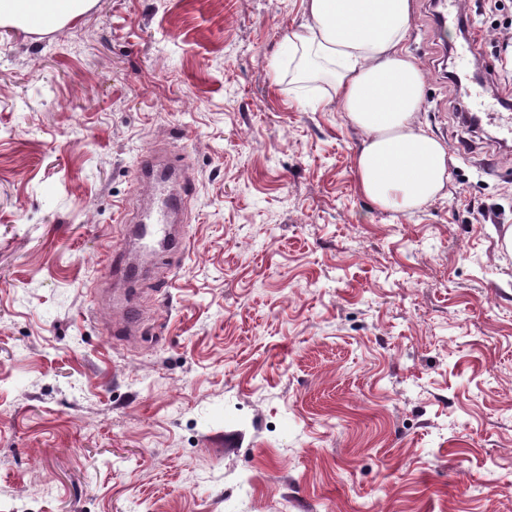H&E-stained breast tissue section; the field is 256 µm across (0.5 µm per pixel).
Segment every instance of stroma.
I'll use <instances>...</instances> for the list:
<instances>
[{
    "mask_svg": "<svg viewBox=\"0 0 512 512\" xmlns=\"http://www.w3.org/2000/svg\"><path fill=\"white\" fill-rule=\"evenodd\" d=\"M478 2L440 34L412 0L450 178L409 214L291 66L304 0L0 26V512H512V140L462 122L512 94V0ZM151 151L187 170L177 253L128 235Z\"/></svg>",
    "mask_w": 512,
    "mask_h": 512,
    "instance_id": "stroma-1",
    "label": "stroma"
}]
</instances>
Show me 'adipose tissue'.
<instances>
[{
  "label": "adipose tissue",
  "instance_id": "1",
  "mask_svg": "<svg viewBox=\"0 0 512 512\" xmlns=\"http://www.w3.org/2000/svg\"><path fill=\"white\" fill-rule=\"evenodd\" d=\"M94 0H0V25L53 31ZM310 24L286 41L299 68H324L347 120L364 135L355 167L362 194L378 208L409 213L440 196L448 149L416 122L423 74L399 45L411 0H305Z\"/></svg>",
  "mask_w": 512,
  "mask_h": 512
}]
</instances>
